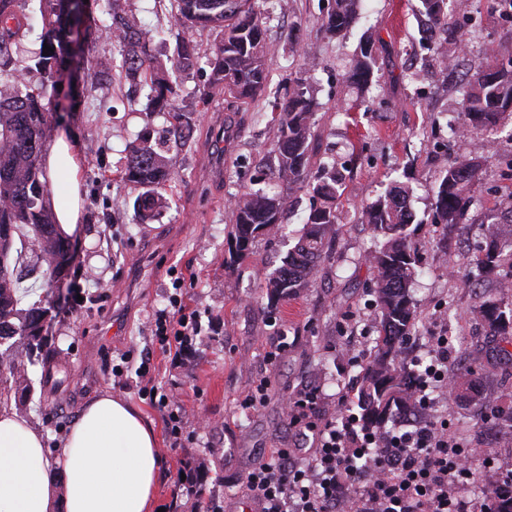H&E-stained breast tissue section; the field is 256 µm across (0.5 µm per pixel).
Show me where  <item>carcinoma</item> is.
Segmentation results:
<instances>
[{"label":"carcinoma","instance_id":"obj_1","mask_svg":"<svg viewBox=\"0 0 512 512\" xmlns=\"http://www.w3.org/2000/svg\"><path fill=\"white\" fill-rule=\"evenodd\" d=\"M17 0H0V232L25 238L36 262L44 272L54 274L69 265L63 235L55 223L49 188L42 163V151L52 114L44 104L47 83L66 64L69 35V0H40L41 44L51 46L30 53L27 64L15 66L13 48L20 45L25 15L16 9ZM358 0H334V7L322 18L323 29L338 35L356 19ZM427 25L434 31L448 29L445 0H422ZM176 21L185 30L209 28L218 42L209 58L211 76L208 91L200 97L208 105L216 93L224 102L239 108L255 101L269 79L268 60L273 51L266 29L253 11L251 0H178ZM112 33L123 44L124 78L147 90L148 108L167 115L165 134L152 128L142 130L128 146L122 178L138 190L133 206L140 221L149 223L162 208L158 189L174 177L172 155L190 146L193 128L175 101L178 93L162 64L151 54L148 40L138 27L135 15L112 0ZM199 54L197 45L181 38L170 59L172 70L183 71ZM86 63L97 79H112L113 61L105 56H87ZM375 65L369 47L352 59L348 81L368 83ZM284 103L276 118L271 159L277 178L288 189L308 188L312 204L301 235L288 251L282 265L267 278V296L274 303L312 286L319 259L326 252L329 235L336 223V209L342 194V176L333 163L319 164L311 172L316 104L299 81L285 89ZM512 114V62L489 63L472 74L463 103L461 123L451 127L470 133L491 132ZM480 164L464 155L455 157L444 169L435 198L434 223L457 224L474 203L471 189ZM410 188L391 187L385 194L361 208V219L373 227L377 247L368 261L375 275L371 291L379 319L368 364L359 378L357 407L367 430H380L395 418L419 405L417 381L421 365L407 362L405 347L418 328V314L410 288L416 274L417 253L410 226L414 215L406 201ZM289 195H268L243 191L234 200L232 223L234 247L238 255L250 250L254 240L279 229L288 208ZM14 262L0 265V376L7 374L16 391H29L27 363L42 347L35 333L38 321L47 314L42 304L21 307L22 280ZM480 269H503V278L512 280V250L504 251L496 225L486 226L484 242L472 255ZM489 335L512 343V308L490 298L476 310Z\"/></svg>","mask_w":512,"mask_h":512}]
</instances>
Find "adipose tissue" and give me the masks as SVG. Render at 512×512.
<instances>
[{
  "label": "adipose tissue",
  "mask_w": 512,
  "mask_h": 512,
  "mask_svg": "<svg viewBox=\"0 0 512 512\" xmlns=\"http://www.w3.org/2000/svg\"><path fill=\"white\" fill-rule=\"evenodd\" d=\"M45 159L56 221L73 234L82 208L77 140L53 138ZM159 477L151 423L111 392L82 407L51 454L41 429L0 404V512H153Z\"/></svg>",
  "instance_id": "1"
}]
</instances>
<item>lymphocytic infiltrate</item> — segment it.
<instances>
[{
	"label": "lymphocytic infiltrate",
	"mask_w": 512,
	"mask_h": 512,
	"mask_svg": "<svg viewBox=\"0 0 512 512\" xmlns=\"http://www.w3.org/2000/svg\"><path fill=\"white\" fill-rule=\"evenodd\" d=\"M148 328L166 353L184 350L201 333L198 314L178 295ZM112 375L153 398L170 447H182L185 412L159 387L148 362H141L136 379L119 368ZM285 408L296 447L272 449L244 481L260 512H473L458 488L473 478L482 452L462 448L446 425L430 420L411 431L360 433L353 416L339 423L323 417L315 389L287 398Z\"/></svg>",
	"instance_id": "1"
}]
</instances>
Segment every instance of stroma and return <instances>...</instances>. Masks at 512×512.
<instances>
[{
	"instance_id": "35a3bbf8",
	"label": "stroma",
	"mask_w": 512,
	"mask_h": 512,
	"mask_svg": "<svg viewBox=\"0 0 512 512\" xmlns=\"http://www.w3.org/2000/svg\"><path fill=\"white\" fill-rule=\"evenodd\" d=\"M333 0H253L275 47L270 82L251 105L228 111L223 100L209 106L198 97L209 84L206 57L214 32L192 31L201 56L192 68L174 73L178 104L195 126L190 148L174 160L175 177L161 190L164 207L149 224L138 223L135 192L120 171L126 145L144 127L165 126L163 113L147 109L143 91L113 70L98 84L80 70L73 83L48 91L55 112L54 134L77 136L83 153V220L71 241L75 256L58 283L44 332L47 364L29 369L31 391L11 394L8 405L42 429L55 446L76 412L106 390L119 391L152 422L162 461L157 504L165 512H194L196 499L175 485L181 459L191 460L207 493L226 503L243 497V479L272 448H288L283 398L316 388L328 416L341 399L355 401L358 375L376 337V312L368 261L377 238L361 223L363 204L392 185L409 186L415 216L417 271L413 300L419 330L407 348L426 354L431 337L448 336V372L471 380L478 400L436 396L426 416L448 423V432L467 448L484 449L494 469L512 470V358L494 352L473 311L488 294L512 299L496 276L472 268L473 246L486 225L498 226L502 245H512V223L501 218L512 196V121L492 137L450 133L448 122L462 110L467 71L490 56L512 58V7L506 0H467L449 9L448 31L459 59L444 68L433 55L421 0H361L350 29L326 34L321 21ZM154 54L172 55L178 29L173 0H127ZM376 60L366 86L347 83L349 63L363 41ZM301 79L318 103L317 157L335 162L343 176L331 242L316 283L278 303H269L266 278L291 249L309 213L307 189L294 190L281 231L258 237L243 259L230 248L231 207L244 190L280 192L273 173L259 175L272 148V106L288 82ZM478 158L482 174L476 199L459 224L434 223L439 176L459 154ZM93 301L75 306L72 287ZM182 294L200 316L202 335L177 364L150 347L148 318ZM278 351L273 366L265 355ZM482 361H473L475 353ZM164 377L186 412L183 447H169L161 412L130 390L119 389L112 368L131 355ZM268 374L269 401L260 410L245 401L254 380Z\"/></svg>"
}]
</instances>
